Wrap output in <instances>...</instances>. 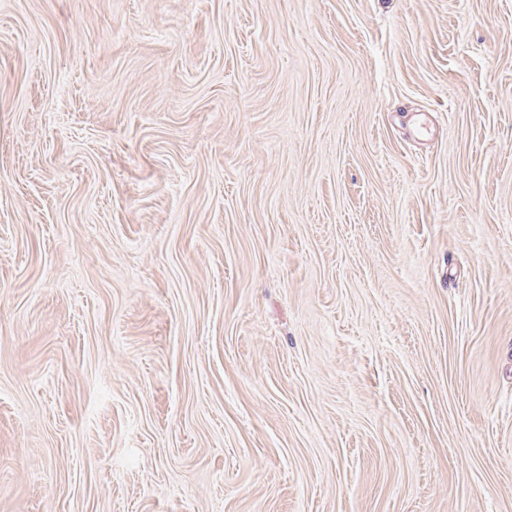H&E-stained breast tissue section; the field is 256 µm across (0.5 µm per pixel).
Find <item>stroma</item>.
Instances as JSON below:
<instances>
[{
    "label": "stroma",
    "mask_w": 512,
    "mask_h": 512,
    "mask_svg": "<svg viewBox=\"0 0 512 512\" xmlns=\"http://www.w3.org/2000/svg\"><path fill=\"white\" fill-rule=\"evenodd\" d=\"M0 512H512V0H0Z\"/></svg>",
    "instance_id": "stroma-1"
}]
</instances>
